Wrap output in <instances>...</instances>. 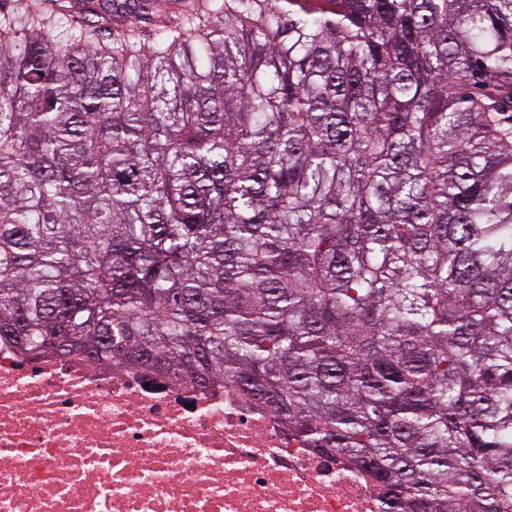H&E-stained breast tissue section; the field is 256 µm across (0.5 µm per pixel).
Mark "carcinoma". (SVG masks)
I'll list each match as a JSON object with an SVG mask.
<instances>
[{"label":"carcinoma","mask_w":512,"mask_h":512,"mask_svg":"<svg viewBox=\"0 0 512 512\" xmlns=\"http://www.w3.org/2000/svg\"><path fill=\"white\" fill-rule=\"evenodd\" d=\"M321 2L0 0V339L512 512V0Z\"/></svg>","instance_id":"carcinoma-1"}]
</instances>
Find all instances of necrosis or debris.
<instances>
[{"label": "necrosis or debris", "instance_id": "obj_1", "mask_svg": "<svg viewBox=\"0 0 512 512\" xmlns=\"http://www.w3.org/2000/svg\"><path fill=\"white\" fill-rule=\"evenodd\" d=\"M0 512H384L343 457L205 389L0 341Z\"/></svg>", "mask_w": 512, "mask_h": 512}]
</instances>
